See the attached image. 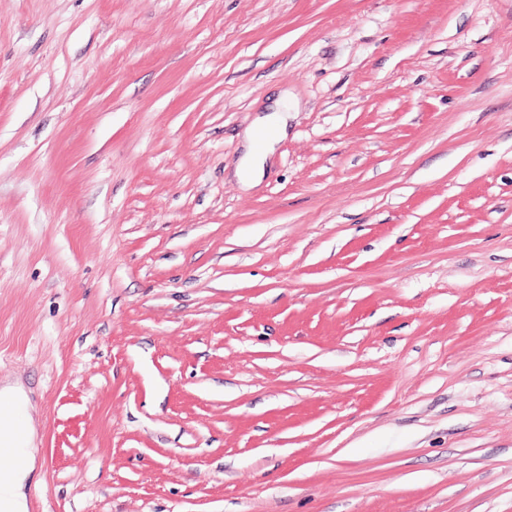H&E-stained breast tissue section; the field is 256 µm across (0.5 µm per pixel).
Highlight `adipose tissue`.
<instances>
[{
  "mask_svg": "<svg viewBox=\"0 0 512 512\" xmlns=\"http://www.w3.org/2000/svg\"><path fill=\"white\" fill-rule=\"evenodd\" d=\"M288 122L283 112L275 113L272 118H264L246 133L248 141L247 157L239 169V177L244 187H253L261 176L260 159L274 143L286 135ZM0 398L9 400L16 408L18 423L1 422L0 440H14V431H21L22 438L17 441L26 459L23 468L12 469L8 465L0 466V512H26V486L33 478L38 462V448L34 446L36 424L27 410L25 393L21 386L6 385L0 387Z\"/></svg>",
  "mask_w": 512,
  "mask_h": 512,
  "instance_id": "ef3b65f1",
  "label": "adipose tissue"
}]
</instances>
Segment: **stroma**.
Masks as SVG:
<instances>
[{"label":"stroma","instance_id":"35a3bbf8","mask_svg":"<svg viewBox=\"0 0 512 512\" xmlns=\"http://www.w3.org/2000/svg\"><path fill=\"white\" fill-rule=\"evenodd\" d=\"M0 382L27 512H512V0H0ZM274 113L272 118H264L246 132L248 141L247 157L239 168V177L245 188L253 187L261 176V163L258 161L274 143L286 136L288 110ZM0 398L9 400L17 409L22 428V438L18 446L26 459L21 469H10L8 464L0 465V508L5 512H27L26 486L34 477L38 462V448L34 447L36 424L27 410L26 397L20 385L0 387Z\"/></svg>","mask_w":512,"mask_h":512}]
</instances>
